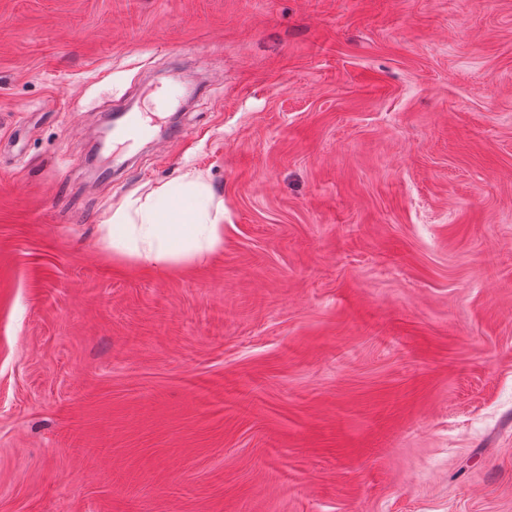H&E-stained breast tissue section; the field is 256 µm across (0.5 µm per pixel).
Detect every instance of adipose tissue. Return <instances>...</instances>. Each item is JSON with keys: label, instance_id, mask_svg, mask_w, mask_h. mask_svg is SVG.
I'll use <instances>...</instances> for the list:
<instances>
[{"label": "adipose tissue", "instance_id": "1", "mask_svg": "<svg viewBox=\"0 0 512 512\" xmlns=\"http://www.w3.org/2000/svg\"><path fill=\"white\" fill-rule=\"evenodd\" d=\"M106 240L113 253L165 267L221 247L224 206L214 202L202 173L189 170L145 196L123 199L112 211Z\"/></svg>", "mask_w": 512, "mask_h": 512}]
</instances>
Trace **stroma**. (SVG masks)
<instances>
[{"label": "stroma", "instance_id": "obj_1", "mask_svg": "<svg viewBox=\"0 0 512 512\" xmlns=\"http://www.w3.org/2000/svg\"><path fill=\"white\" fill-rule=\"evenodd\" d=\"M0 512H512V0H0ZM114 254L165 267L189 255L212 252L224 243V205L213 203L202 173L188 170L146 195L123 199L107 224Z\"/></svg>", "mask_w": 512, "mask_h": 512}]
</instances>
